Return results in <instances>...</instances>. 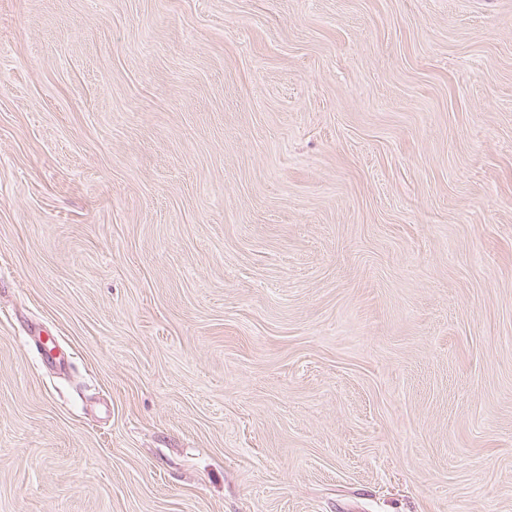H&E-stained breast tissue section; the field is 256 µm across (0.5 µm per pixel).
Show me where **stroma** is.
I'll list each match as a JSON object with an SVG mask.
<instances>
[{
    "label": "stroma",
    "instance_id": "obj_1",
    "mask_svg": "<svg viewBox=\"0 0 512 512\" xmlns=\"http://www.w3.org/2000/svg\"><path fill=\"white\" fill-rule=\"evenodd\" d=\"M0 512H512V0H0Z\"/></svg>",
    "mask_w": 512,
    "mask_h": 512
}]
</instances>
